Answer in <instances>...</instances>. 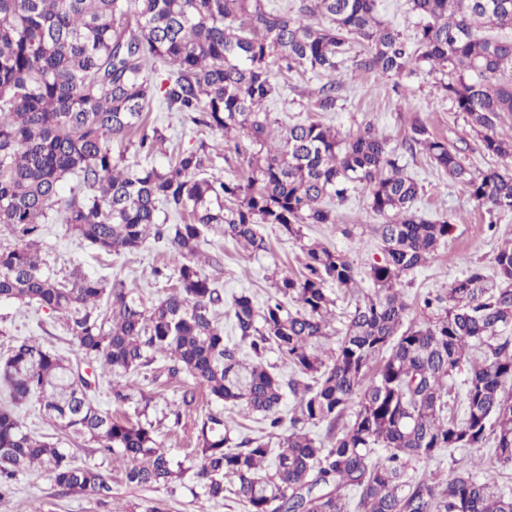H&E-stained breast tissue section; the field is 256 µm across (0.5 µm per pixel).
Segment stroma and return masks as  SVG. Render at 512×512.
Returning a JSON list of instances; mask_svg holds the SVG:
<instances>
[{"label": "stroma", "instance_id": "1", "mask_svg": "<svg viewBox=\"0 0 512 512\" xmlns=\"http://www.w3.org/2000/svg\"><path fill=\"white\" fill-rule=\"evenodd\" d=\"M342 82L340 109L317 113V120L336 128L345 137L357 134L366 125H373L385 137L389 148L399 155L406 174L419 184L420 193L414 204L418 215L429 220L446 216L453 224L451 234L438 252L403 279L402 292L412 314H419L424 296L445 291L471 266H480L485 275L494 276V256L504 243L512 240V213L488 216L446 174L437 170L422 150H407V127L413 118H421L431 131L463 149L465 162L473 171L501 167V159L484 154L479 139L462 114L455 112L451 102L442 97L434 76L424 72L412 76L403 93L395 92L391 82L378 74L360 73L351 68L344 69ZM149 122L164 127L168 137L167 153L156 156V163H165L167 154L197 143V128L187 115L156 109L150 112ZM333 209L335 225H304V240L318 241L348 254L360 270V288H370L366 275L369 264L382 257L371 227L381 223L382 218L371 211L367 195L361 189L351 192L343 202L334 203ZM261 232L270 250L251 257L235 242L225 239L221 225L206 230L201 249L208 262L203 272L225 297L245 290L253 294L256 301H264L272 290L275 274L300 271L301 242L288 240L273 225L262 226ZM42 248L52 270L78 268L109 278L117 275L137 288L149 302L163 298L169 288L168 283L155 280L152 273L153 267L168 258V245L163 241L150 239L134 253L106 256L89 245L78 244L64 225L47 224L43 227ZM17 338L34 339L69 360L77 358L76 348L59 314L16 302H0V356L6 354ZM137 385L155 393L149 414L160 421L168 406L179 400L185 387L179 377L163 386L143 379L138 380ZM156 439L167 448H184L189 444L187 433L171 429L162 421L156 429ZM156 499L166 502L168 512H242L241 506L229 499L218 503L206 501L189 472L167 488L113 482L112 497L104 506L89 492L62 494L48 474L40 470L16 477L11 492L0 499V512H30L37 502L42 503L44 512H119L129 504L145 506Z\"/></svg>", "mask_w": 512, "mask_h": 512}]
</instances>
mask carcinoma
<instances>
[{"label": "carcinoma", "mask_w": 512, "mask_h": 512, "mask_svg": "<svg viewBox=\"0 0 512 512\" xmlns=\"http://www.w3.org/2000/svg\"><path fill=\"white\" fill-rule=\"evenodd\" d=\"M410 4L421 21L406 39L378 18L376 0H300L295 15L264 0H0V225L16 237L0 244V301L66 315L82 359L117 377L114 410L102 411L70 360L15 340L0 357L9 395L0 405V491L39 467L64 491L112 498L113 473L24 429L18 407L32 399L54 427L120 463L126 483L181 479L182 460L157 442L148 419L154 396L121 381L156 382L160 357L169 377L193 382L166 414L171 427L196 400L207 406L182 453L208 502L231 498L244 512H512V494L499 485L501 470L512 469V245L494 257L497 280L473 266L424 299L426 319H409L399 285L452 223L415 214L419 185L373 126L344 140L319 120L288 124L264 109L290 77L310 73L320 85L305 108L336 111L347 61L395 88L427 66L483 151L512 163V138L496 131L512 118V35L473 33L478 24L512 28V0ZM316 16L327 25L311 22ZM355 43L363 51L353 56ZM156 98L195 113V124L219 138H201L163 165L149 161L167 140L146 123ZM406 143L488 211L512 212V171H471L463 150L419 119ZM131 149L146 164L127 163ZM216 157L234 174H210ZM69 179L76 187L63 198ZM359 187L389 220L375 228L382 259L370 264L373 288L349 312L336 347L320 350L335 318L328 285L353 286L357 267L318 242L301 245V273L277 276L263 304L244 292L232 297L237 339H224L223 294L196 260L204 229L220 224L244 249L266 252L259 225L300 240L305 224H335L329 203ZM166 209L181 223H168ZM45 224L67 225L106 255L164 238L168 262L153 275L175 284L149 304L119 277L78 268L59 277L40 256ZM269 352L280 364L265 362ZM462 371L457 418L448 414L451 381ZM289 394L296 407L286 416ZM226 411L259 416L265 435L232 436ZM318 426L321 438L310 431ZM487 446L492 458L478 456L479 477L430 470L447 448Z\"/></svg>", "instance_id": "cac0c4a2"}]
</instances>
